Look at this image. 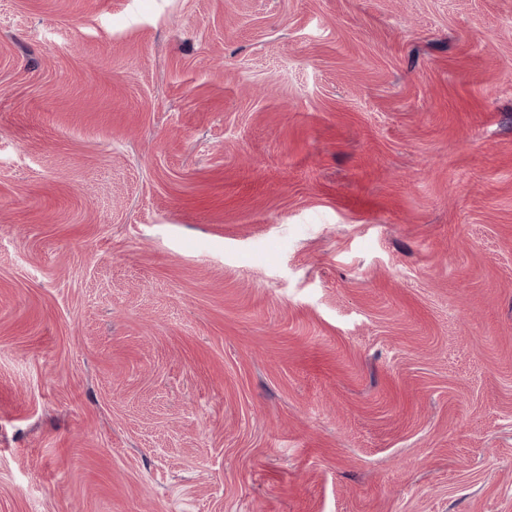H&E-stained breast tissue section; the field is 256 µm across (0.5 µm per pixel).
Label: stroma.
<instances>
[{"label": "stroma", "instance_id": "1", "mask_svg": "<svg viewBox=\"0 0 512 512\" xmlns=\"http://www.w3.org/2000/svg\"><path fill=\"white\" fill-rule=\"evenodd\" d=\"M0 512H512V0H0Z\"/></svg>", "mask_w": 512, "mask_h": 512}]
</instances>
